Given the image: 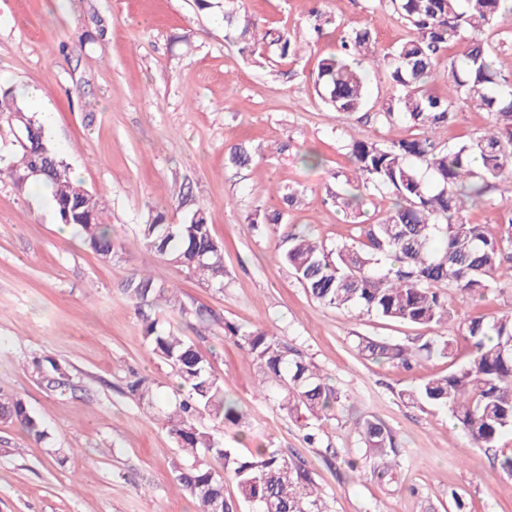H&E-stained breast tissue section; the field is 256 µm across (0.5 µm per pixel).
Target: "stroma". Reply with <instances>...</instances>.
I'll return each instance as SVG.
<instances>
[{"label": "stroma", "mask_w": 512, "mask_h": 512, "mask_svg": "<svg viewBox=\"0 0 512 512\" xmlns=\"http://www.w3.org/2000/svg\"><path fill=\"white\" fill-rule=\"evenodd\" d=\"M317 3L336 24L313 44L309 14ZM245 7L261 27L288 28L296 56L243 58L224 40L221 13L197 11L194 0H0V87L42 90L55 113L54 147L104 199L103 219L121 245L111 261L100 260L76 228L62 227L39 204L38 187L0 174V391L21 396L50 434L38 440L0 421V512H195L172 478L177 448L164 421L125 389L135 371L164 399L173 396L170 370L152 355L142 316L123 292L143 270L175 289L187 312H206L203 322L187 312L159 317L209 357L226 395L242 406V423L220 434L225 447L246 453L262 443L303 460L330 512H456L459 499L465 512H512V476L495 458L512 452V431L495 450L480 448L448 409L402 398L447 373L449 359L434 355L406 368L357 350L363 337L414 345L445 336L462 351L456 324L410 325L325 307L280 257L288 234L332 248L391 206L386 189L356 211L327 202L325 190L355 180L351 138L383 141L411 128L326 110L313 73L336 52L340 29L370 25L369 97L381 103L391 94L386 56L409 29L390 0H246ZM99 19L108 27L102 41L90 37ZM239 143L252 151L242 169L225 162ZM308 148L321 154V167L303 166ZM183 184L192 189L186 199L178 195ZM270 185L303 187V200L287 223L252 229V210L279 204L264 193ZM198 207L224 245L220 288L140 241L150 214L177 224ZM447 300L458 312L492 319L512 308V276L498 278L483 297L452 290ZM228 322L274 331L330 377L341 404L334 419L315 425L322 447H307L299 422L258 393L252 361L224 336ZM43 356L66 365L67 399L38 379L32 361ZM366 418L396 438L392 480L364 464L357 424ZM56 448L63 460L51 459Z\"/></svg>", "instance_id": "35a3bbf8"}]
</instances>
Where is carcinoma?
Segmentation results:
<instances>
[{
	"instance_id": "obj_1",
	"label": "carcinoma",
	"mask_w": 512,
	"mask_h": 512,
	"mask_svg": "<svg viewBox=\"0 0 512 512\" xmlns=\"http://www.w3.org/2000/svg\"><path fill=\"white\" fill-rule=\"evenodd\" d=\"M507 0H392L393 12L412 31L391 53L385 77L393 93L373 117L389 127L403 123L416 130L412 137L377 141L355 139L347 145L357 184L341 193L326 188L332 204L360 207L370 190L385 188L393 205L373 224H362L357 236L327 249L304 235H292L282 259L310 296L336 309H355L413 325L441 327L458 322L469 345L467 359L453 370L407 391L408 401L449 409L473 442L492 448L512 430V310L491 321L462 316L448 307L441 292L453 288L462 295L481 296L496 279L512 271V75L499 67L498 52L479 32L504 11ZM198 9L217 8L223 15L225 39L242 54L261 49L287 59L297 46L285 29L260 30L246 13L243 0H196ZM311 35L319 38L334 20L322 10L311 11ZM462 44L460 57L437 68L448 43ZM375 44L369 26L345 30L337 52L322 58L314 78L323 104L336 112L354 114L368 104L370 59ZM448 83V96L429 90L438 80ZM465 105L494 115V128L452 146L433 133L452 121ZM9 114L17 142L16 160L6 172L17 180L38 181L52 190L58 221L77 225L84 244L104 261L112 260V225L101 222L102 198L73 179L68 165L51 148L37 115L18 103L12 92L0 90V114ZM506 185L497 223L503 229L489 235L483 225L463 218L468 194L481 196ZM282 207L254 210L249 226L279 224L297 206L303 191L276 189ZM142 244L170 264L224 285V246L211 233L205 211L198 208L179 224H168L158 212L141 225ZM124 292L137 305H165L187 313L175 289L148 275L126 280ZM145 338L156 358L176 377L178 396L159 402L154 383L137 374L127 383L139 406L158 412L167 423L179 451L172 463L174 480L194 500L198 512H237L247 504L255 512H328L311 472L278 449L261 446L242 454L224 447L215 431L244 418L238 404L224 393V384L210 372L207 356L190 340L166 332L158 322H146ZM224 337L244 347L255 365L260 384L272 391L277 409L299 422L329 420L341 396L330 378L295 353L273 332L244 330L224 324ZM359 352L377 362L411 366L418 356L455 358L454 345L439 336L414 347L362 338ZM46 386L64 393L66 369L54 359L36 366ZM207 416L213 430L199 425ZM0 419L18 423L38 440L47 437L25 401L0 392ZM358 433L366 459L381 479L397 467L394 436L377 419H364ZM234 481L238 497L224 495L226 479Z\"/></svg>"
}]
</instances>
